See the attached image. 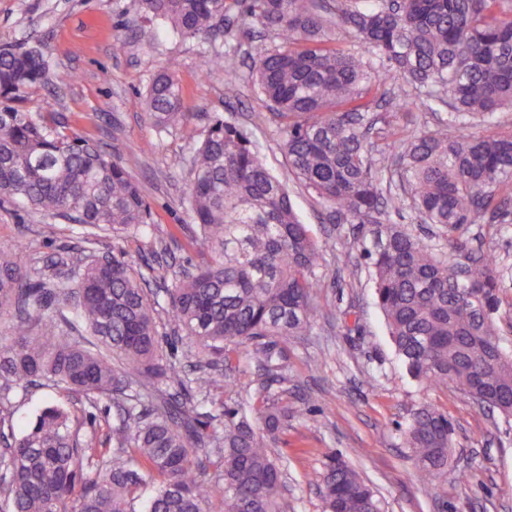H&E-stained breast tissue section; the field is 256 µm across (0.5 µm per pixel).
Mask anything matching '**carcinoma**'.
Instances as JSON below:
<instances>
[{
	"label": "carcinoma",
	"mask_w": 512,
	"mask_h": 512,
	"mask_svg": "<svg viewBox=\"0 0 512 512\" xmlns=\"http://www.w3.org/2000/svg\"><path fill=\"white\" fill-rule=\"evenodd\" d=\"M143 13L211 48V69L237 94L224 62V33L269 31L279 43L255 53L251 79L277 123L293 176L333 209L338 224L364 233L386 227L362 257L376 302L408 374L453 383L512 418V355L493 320L504 277L491 251L465 266L426 245L391 213L411 208L454 248L475 224H512V131L473 136L471 114L512 109V0H139ZM368 52L329 48L326 32ZM170 61L148 86L147 115L176 134L192 113ZM37 37L0 44V203L18 201L71 219L84 247L42 268L19 249L0 250V497L11 512H136L134 494L155 487L142 512H288L281 464L269 448L288 429L279 338L317 319L323 250L300 221L286 185L266 168L244 127L214 115L190 160L183 204L209 258L166 289L167 321L204 365L190 373L162 347L145 280L125 260L94 254L97 232L140 235L150 213L128 171L58 121L33 118L24 103L50 81ZM388 112L419 103L448 110L421 132L397 131L371 112V88ZM251 346L263 365L261 426L254 405L205 409L224 387V349ZM50 385L94 408H119L112 446L102 451L62 406L43 408L20 435L7 428L16 391ZM453 424L433 406L404 432L419 483L447 475ZM98 478L79 485L84 467ZM213 469V478L206 477ZM314 482L324 512H382L371 486L331 454Z\"/></svg>",
	"instance_id": "cac0c4a2"
}]
</instances>
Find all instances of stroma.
Segmentation results:
<instances>
[{
  "mask_svg": "<svg viewBox=\"0 0 512 512\" xmlns=\"http://www.w3.org/2000/svg\"><path fill=\"white\" fill-rule=\"evenodd\" d=\"M38 34L52 66L48 86L33 89L27 108L43 102L138 182L152 222L136 237L101 236L97 252L124 255L146 278L147 291L173 284L179 272L201 260L206 249L193 240V218L182 203L188 190V160L208 119L244 126L269 171L288 185L292 203L324 254L325 286L318 303L324 315L302 336L284 337L279 348L288 377V397L297 416L273 448L285 466L288 512H323L313 483L328 454L336 453L382 498L385 512H512V422L474 406L452 388L430 389L411 378L391 343L361 257L371 237L354 241L344 224L329 223L328 206L293 182L276 125H257L252 115L266 105L250 81V53L268 47L254 36L235 59L236 98L224 94V76L209 73L202 46L173 33L161 20H146L137 0H0V43H20ZM179 65L191 119L173 136L159 135L144 102L156 70ZM467 253L449 252L451 263L495 246L512 266V231L470 228ZM25 245L29 262L44 266L65 249L81 247L77 225L30 208L0 205V248ZM232 384L212 395L214 409L257 400L262 371L246 346L225 353ZM374 385H365L367 375ZM52 387L17 392L10 405L15 431L25 430L41 408L70 404ZM431 404L453 421L455 451L446 477L421 486L404 445L412 413Z\"/></svg>",
  "mask_w": 512,
  "mask_h": 512,
  "instance_id": "stroma-1",
  "label": "stroma"
}]
</instances>
